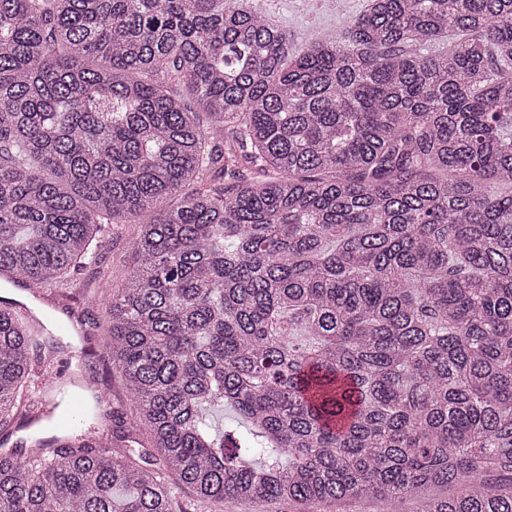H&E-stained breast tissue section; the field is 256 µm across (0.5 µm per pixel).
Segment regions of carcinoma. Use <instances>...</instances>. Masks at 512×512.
<instances>
[{
	"label": "carcinoma",
	"mask_w": 512,
	"mask_h": 512,
	"mask_svg": "<svg viewBox=\"0 0 512 512\" xmlns=\"http://www.w3.org/2000/svg\"><path fill=\"white\" fill-rule=\"evenodd\" d=\"M112 224L137 413L33 400L50 332L0 300V512H512V0L295 53L256 0H0V274L55 289Z\"/></svg>",
	"instance_id": "obj_1"
}]
</instances>
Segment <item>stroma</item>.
Wrapping results in <instances>:
<instances>
[{"label": "stroma", "mask_w": 512, "mask_h": 512, "mask_svg": "<svg viewBox=\"0 0 512 512\" xmlns=\"http://www.w3.org/2000/svg\"><path fill=\"white\" fill-rule=\"evenodd\" d=\"M263 5L287 34L289 49L297 51L304 46L309 33L336 36L364 10L366 0H263ZM137 231L134 224L114 228L102 243L97 263L73 272V279L81 285L80 291L56 307H48L29 291L0 280V297L25 303L48 329H56L62 321L84 323L91 335L87 343L74 342L65 336L60 349L44 344L43 351L49 354V361L37 357L32 360L35 372L53 374L57 382L69 387L71 394L79 392L75 380L90 377L98 381L106 403L125 397L121 379L97 328L105 321L108 297L120 285V272L130 259Z\"/></svg>", "instance_id": "1"}]
</instances>
